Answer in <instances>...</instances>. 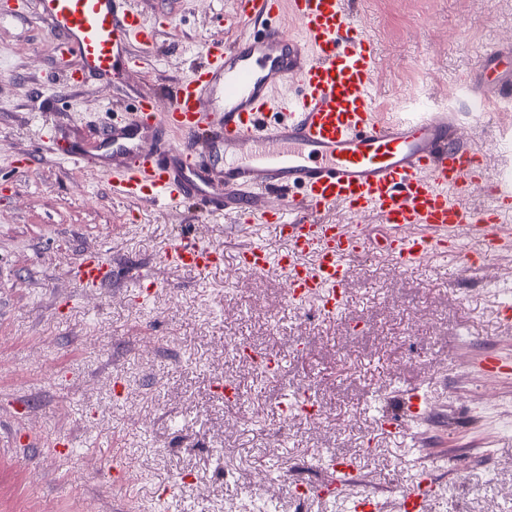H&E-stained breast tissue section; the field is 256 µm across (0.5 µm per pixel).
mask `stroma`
I'll list each match as a JSON object with an SVG mask.
<instances>
[{"instance_id": "stroma-1", "label": "stroma", "mask_w": 512, "mask_h": 512, "mask_svg": "<svg viewBox=\"0 0 512 512\" xmlns=\"http://www.w3.org/2000/svg\"><path fill=\"white\" fill-rule=\"evenodd\" d=\"M379 60L384 112L440 105L481 60L512 44V0H349ZM156 26V48L124 85L71 88L76 59L34 16L0 6V512H253L264 486L275 512H352L357 492L395 512L420 479L436 490L426 512H512V375L486 377L481 358L512 360V254L468 278L461 257L408 270L383 253L356 260L336 314L287 300L280 273H241L238 253L287 243L274 227L239 230L193 197L177 206L129 203L106 182L46 151L50 125L78 149L138 98L158 110L204 49L229 37L236 0H127ZM481 152L485 185L464 198L493 204L490 182L511 162L512 112L475 129L466 96L453 106ZM223 254L203 274L164 259L179 238ZM112 259V280L84 288L72 271L91 251ZM162 286L143 297L136 279ZM239 342L279 358L272 375L230 351ZM240 393L229 405L219 386ZM428 399L420 421L401 411L413 390ZM311 391L314 422L286 419ZM396 430L378 426L382 414ZM71 440L58 458L52 444ZM349 458L352 483L326 498L332 470ZM142 478L112 481L111 461ZM284 474L270 479L271 464Z\"/></svg>"}]
</instances>
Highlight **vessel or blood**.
Listing matches in <instances>:
<instances>
[{
    "mask_svg": "<svg viewBox=\"0 0 512 512\" xmlns=\"http://www.w3.org/2000/svg\"><path fill=\"white\" fill-rule=\"evenodd\" d=\"M121 0H23L80 67L70 84L104 78L123 84L153 53L156 30ZM295 34H287L283 20ZM239 35L209 48L190 78L173 88L167 111L140 98L129 117L106 127L100 152H66L67 160L115 177L130 202L166 206L188 197L234 215L239 226L275 225L290 248L241 249L245 271L284 275L290 297L318 299L324 313L343 305L353 262L370 248L364 225L382 229L381 245L405 269L477 239L483 254L512 251V167L500 169L492 208L475 213L462 202L480 187L484 168L455 113L419 107L384 117L376 108L377 52L347 0H239ZM512 87V64L485 58L467 85L482 126L495 124L499 95ZM270 191L289 192L283 206ZM350 221H329L334 210ZM314 257L306 265L305 257ZM180 268L204 273L217 250L182 239L166 253ZM75 276L89 288L112 279V262L82 257ZM434 485L422 480L397 500V512H426Z\"/></svg>",
    "mask_w": 512,
    "mask_h": 512,
    "instance_id": "1",
    "label": "vessel or blood"
}]
</instances>
